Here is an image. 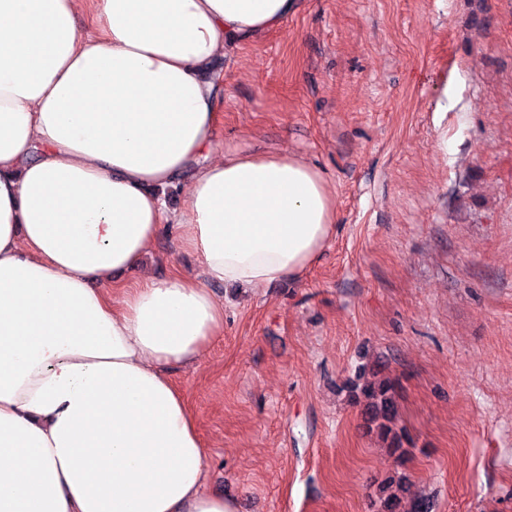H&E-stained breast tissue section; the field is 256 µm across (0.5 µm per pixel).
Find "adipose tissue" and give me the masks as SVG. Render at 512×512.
<instances>
[{"mask_svg":"<svg viewBox=\"0 0 512 512\" xmlns=\"http://www.w3.org/2000/svg\"><path fill=\"white\" fill-rule=\"evenodd\" d=\"M297 9L0 0V512H237L167 370L222 332L212 283L300 277L332 234L313 166L215 151L217 60ZM165 224L199 273L122 283Z\"/></svg>","mask_w":512,"mask_h":512,"instance_id":"1","label":"adipose tissue"}]
</instances>
